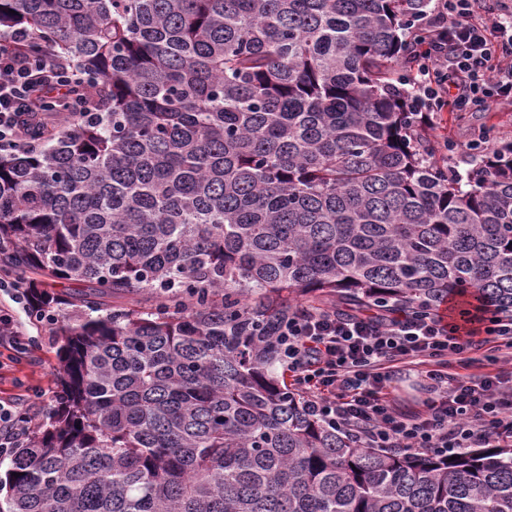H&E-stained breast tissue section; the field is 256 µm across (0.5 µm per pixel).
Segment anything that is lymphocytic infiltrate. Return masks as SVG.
Listing matches in <instances>:
<instances>
[{
    "mask_svg": "<svg viewBox=\"0 0 512 512\" xmlns=\"http://www.w3.org/2000/svg\"><path fill=\"white\" fill-rule=\"evenodd\" d=\"M475 0H435L416 37L409 75L420 112H487L512 91V9L491 27L473 22ZM27 31L0 51V142L27 149L32 125L79 115L90 86L62 71L52 51H24ZM471 330L441 314L345 315L318 309L289 318L283 358L314 414L361 445L438 455L512 446V314H467ZM422 369L427 397L406 410L385 389L406 367Z\"/></svg>",
    "mask_w": 512,
    "mask_h": 512,
    "instance_id": "lymphocytic-infiltrate-1",
    "label": "lymphocytic infiltrate"
}]
</instances>
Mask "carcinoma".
Here are the masks:
<instances>
[{"instance_id": "obj_1", "label": "carcinoma", "mask_w": 512, "mask_h": 512, "mask_svg": "<svg viewBox=\"0 0 512 512\" xmlns=\"http://www.w3.org/2000/svg\"><path fill=\"white\" fill-rule=\"evenodd\" d=\"M429 3L0 0L96 78L0 149V273L58 343L0 512H512V447L365 448L280 372L324 303L512 310V143L438 165L404 85Z\"/></svg>"}]
</instances>
